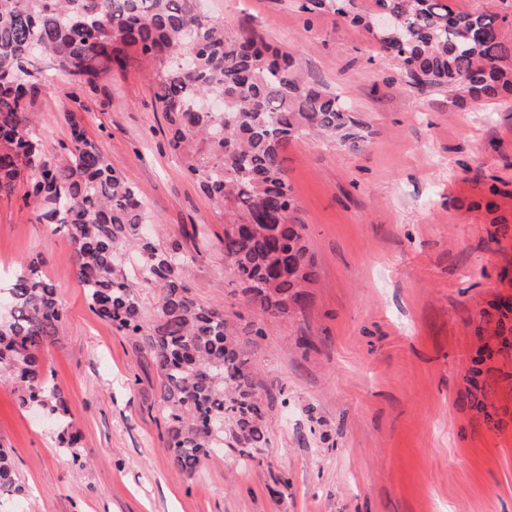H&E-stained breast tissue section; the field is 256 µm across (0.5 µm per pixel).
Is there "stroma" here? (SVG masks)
I'll list each match as a JSON object with an SVG mask.
<instances>
[{"instance_id":"stroma-1","label":"stroma","mask_w":512,"mask_h":512,"mask_svg":"<svg viewBox=\"0 0 512 512\" xmlns=\"http://www.w3.org/2000/svg\"><path fill=\"white\" fill-rule=\"evenodd\" d=\"M205 6L227 31L289 48L366 137L359 152L318 139L282 152L318 271L303 314L272 321L239 296L224 218L167 146L151 67L132 64L92 97L52 68L39 133L60 150L64 113H80L158 243L188 253L197 300L264 328L244 342L267 442L225 438L194 477L179 472L159 439L150 357L92 312L66 236L35 223L19 188L0 196V281L36 258L56 284L65 322L44 356L83 440L74 455L58 448L0 382V448L24 489L0 512H512V417L493 428L466 398L481 313L512 294V94L408 86L363 29L297 0Z\"/></svg>"}]
</instances>
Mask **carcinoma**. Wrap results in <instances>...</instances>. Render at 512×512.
Here are the masks:
<instances>
[{"label": "carcinoma", "instance_id": "cac0c4a2", "mask_svg": "<svg viewBox=\"0 0 512 512\" xmlns=\"http://www.w3.org/2000/svg\"><path fill=\"white\" fill-rule=\"evenodd\" d=\"M300 9L332 13L372 35L409 86L459 88L477 101L512 93V71L502 67L512 57L505 15L455 13L447 0H373L370 12L356 0H302ZM380 12L392 27L372 28ZM45 57L85 96L136 59L154 67L168 146L224 215V260L243 301L276 320L304 312L317 281L283 148L317 136L358 150L364 135L357 122L340 95L302 74L292 52L249 30L224 33L200 0H0V195L26 186L36 223L66 233L94 314L149 355L160 379L159 437L183 474L193 476L224 444L226 422L245 447H262L266 407L253 361L224 310L192 295L182 246L163 250L147 233L136 188L87 136L78 113L63 114L69 146L59 154L36 133V104L47 86L36 61ZM127 250L141 259L133 277L124 268ZM138 281L157 290L150 312ZM63 317L56 285L34 262L0 288V382L17 389L20 408L46 415L59 447L74 453L81 436L41 356ZM509 333L499 321L481 337L487 359L508 358ZM486 400L484 387L470 392L471 408L496 427L502 420ZM21 492L0 449V500Z\"/></svg>", "mask_w": 512, "mask_h": 512}]
</instances>
